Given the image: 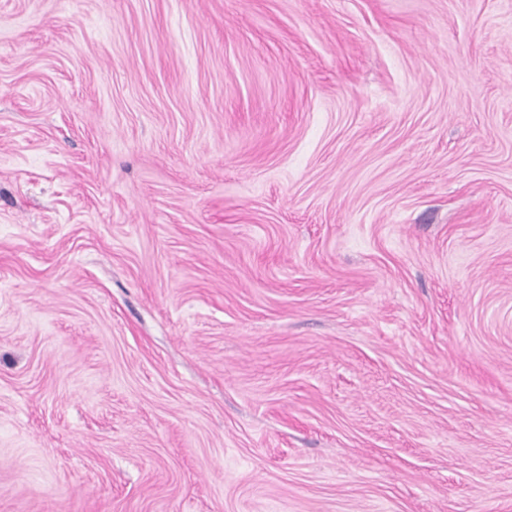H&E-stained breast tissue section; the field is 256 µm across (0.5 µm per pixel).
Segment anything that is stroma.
I'll use <instances>...</instances> for the list:
<instances>
[{"label": "stroma", "instance_id": "stroma-1", "mask_svg": "<svg viewBox=\"0 0 512 512\" xmlns=\"http://www.w3.org/2000/svg\"><path fill=\"white\" fill-rule=\"evenodd\" d=\"M0 512H512V0H0Z\"/></svg>", "mask_w": 512, "mask_h": 512}]
</instances>
